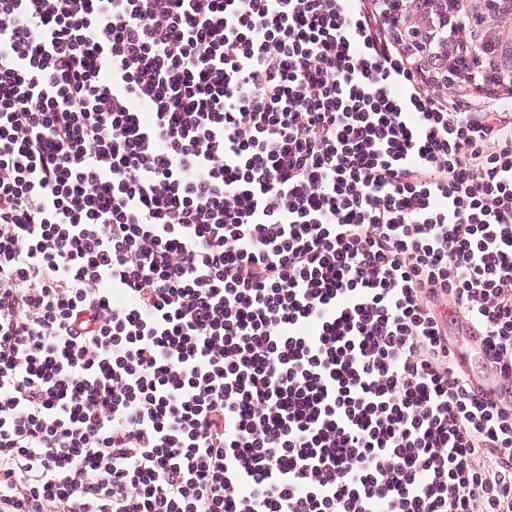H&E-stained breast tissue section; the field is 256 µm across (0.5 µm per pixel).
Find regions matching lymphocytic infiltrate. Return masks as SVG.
Wrapping results in <instances>:
<instances>
[{
	"label": "lymphocytic infiltrate",
	"mask_w": 512,
	"mask_h": 512,
	"mask_svg": "<svg viewBox=\"0 0 512 512\" xmlns=\"http://www.w3.org/2000/svg\"><path fill=\"white\" fill-rule=\"evenodd\" d=\"M386 13L0 0V512H512V100ZM506 97L507 91L491 89L466 88L457 92V100L461 111L476 112L487 97Z\"/></svg>",
	"instance_id": "f902f5d3"
}]
</instances>
